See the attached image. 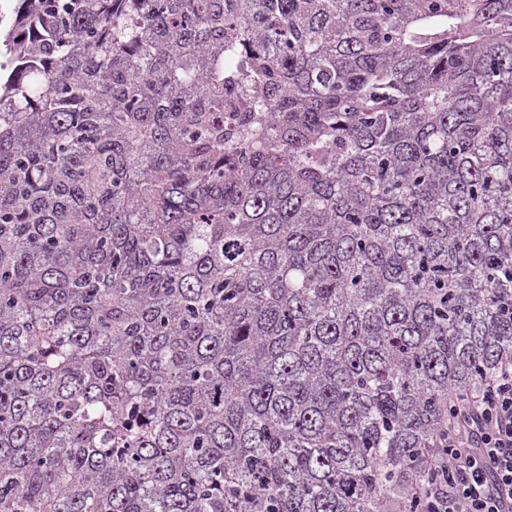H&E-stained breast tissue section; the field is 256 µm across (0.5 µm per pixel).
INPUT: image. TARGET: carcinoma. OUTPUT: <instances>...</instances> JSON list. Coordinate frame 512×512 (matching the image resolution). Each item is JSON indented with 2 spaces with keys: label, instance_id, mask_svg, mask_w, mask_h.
Listing matches in <instances>:
<instances>
[{
  "label": "carcinoma",
  "instance_id": "1",
  "mask_svg": "<svg viewBox=\"0 0 512 512\" xmlns=\"http://www.w3.org/2000/svg\"><path fill=\"white\" fill-rule=\"evenodd\" d=\"M0 73V512L426 477L512 360V0H21Z\"/></svg>",
  "mask_w": 512,
  "mask_h": 512
}]
</instances>
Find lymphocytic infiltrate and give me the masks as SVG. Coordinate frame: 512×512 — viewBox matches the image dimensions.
Wrapping results in <instances>:
<instances>
[{
	"mask_svg": "<svg viewBox=\"0 0 512 512\" xmlns=\"http://www.w3.org/2000/svg\"><path fill=\"white\" fill-rule=\"evenodd\" d=\"M434 466L414 486V512H512V361L479 394L453 391Z\"/></svg>",
	"mask_w": 512,
	"mask_h": 512,
	"instance_id": "lymphocytic-infiltrate-1",
	"label": "lymphocytic infiltrate"
}]
</instances>
